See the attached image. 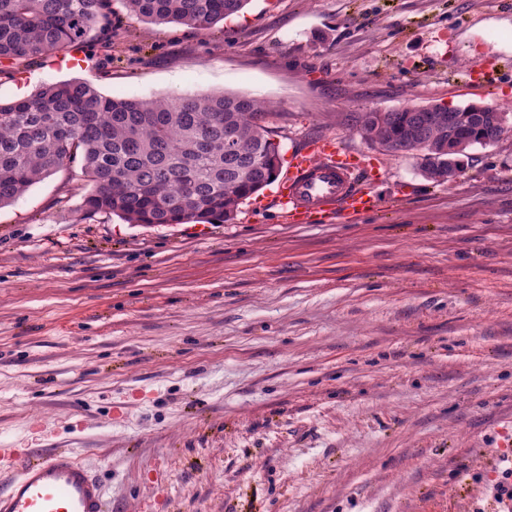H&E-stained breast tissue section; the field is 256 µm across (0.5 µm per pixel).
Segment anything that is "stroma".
I'll list each match as a JSON object with an SVG mask.
<instances>
[{"label": "stroma", "mask_w": 512, "mask_h": 512, "mask_svg": "<svg viewBox=\"0 0 512 512\" xmlns=\"http://www.w3.org/2000/svg\"><path fill=\"white\" fill-rule=\"evenodd\" d=\"M111 10V65L20 60L0 100L255 97L283 158L335 139L381 207L285 224L271 184L224 224H129L60 168L0 207V448L77 449L114 512H491L512 134L437 183L359 118L512 102V0H249L206 32Z\"/></svg>", "instance_id": "1"}]
</instances>
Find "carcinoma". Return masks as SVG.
Listing matches in <instances>:
<instances>
[{"instance_id":"obj_1","label":"carcinoma","mask_w":512,"mask_h":512,"mask_svg":"<svg viewBox=\"0 0 512 512\" xmlns=\"http://www.w3.org/2000/svg\"><path fill=\"white\" fill-rule=\"evenodd\" d=\"M110 0H0V60H27L81 45L93 27L109 37ZM247 0H125L126 10L156 23L206 31L240 12ZM266 106L249 96H107L82 81L43 84L26 98L0 101V206L81 158L90 213L129 224H223L272 182L279 145L262 124ZM504 112H458L441 105L370 111L360 128L388 152L419 156L420 169L448 180V149L498 143Z\"/></svg>"}]
</instances>
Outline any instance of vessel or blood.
Returning a JSON list of instances; mask_svg holds the SVG:
<instances>
[{"label": "vessel or blood", "mask_w": 512, "mask_h": 512, "mask_svg": "<svg viewBox=\"0 0 512 512\" xmlns=\"http://www.w3.org/2000/svg\"><path fill=\"white\" fill-rule=\"evenodd\" d=\"M364 161L336 141L316 138L293 154L276 204L284 223L378 208L359 180ZM17 469L0 483V512H108L100 482L73 449L14 453Z\"/></svg>", "instance_id": "obj_1"}]
</instances>
